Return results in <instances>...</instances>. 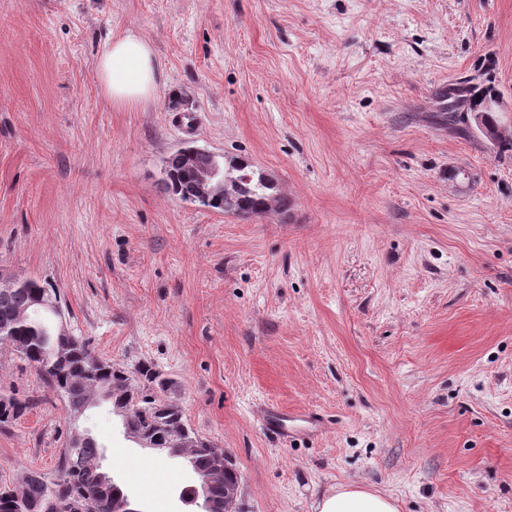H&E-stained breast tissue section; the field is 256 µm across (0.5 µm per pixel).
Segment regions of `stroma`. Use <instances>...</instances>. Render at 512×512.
I'll list each match as a JSON object with an SVG mask.
<instances>
[{
  "label": "stroma",
  "instance_id": "stroma-1",
  "mask_svg": "<svg viewBox=\"0 0 512 512\" xmlns=\"http://www.w3.org/2000/svg\"><path fill=\"white\" fill-rule=\"evenodd\" d=\"M134 29L160 77L102 94ZM493 86L512 135V0H0V270L59 289L96 357L148 362L241 476L236 512H313L356 482L399 512H512V152L449 126L438 85ZM243 161L287 211L179 199L185 145ZM0 481L53 473L69 425L0 345ZM318 414L272 437L253 409ZM142 512H188L184 460L84 420ZM100 86L114 107H133L149 99L157 86L158 68L150 43L132 29L112 36L97 61ZM29 408L25 398H19L16 394L9 397L0 396V423H9L23 415Z\"/></svg>",
  "mask_w": 512,
  "mask_h": 512
}]
</instances>
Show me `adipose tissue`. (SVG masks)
<instances>
[{
	"instance_id": "1",
	"label": "adipose tissue",
	"mask_w": 512,
	"mask_h": 512,
	"mask_svg": "<svg viewBox=\"0 0 512 512\" xmlns=\"http://www.w3.org/2000/svg\"><path fill=\"white\" fill-rule=\"evenodd\" d=\"M100 86L112 106L128 108L149 99L157 86L158 68L150 43L128 30L111 38L97 61ZM314 512H399L387 495L351 482L336 485L313 505Z\"/></svg>"
}]
</instances>
